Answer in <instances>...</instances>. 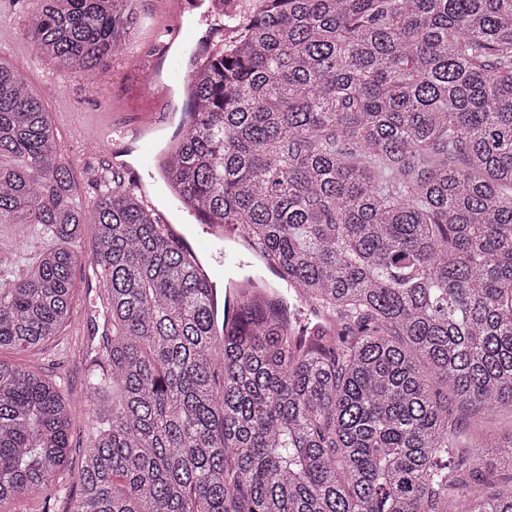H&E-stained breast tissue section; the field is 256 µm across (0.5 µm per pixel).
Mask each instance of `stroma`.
<instances>
[{
    "label": "stroma",
    "instance_id": "35a3bbf8",
    "mask_svg": "<svg viewBox=\"0 0 512 512\" xmlns=\"http://www.w3.org/2000/svg\"><path fill=\"white\" fill-rule=\"evenodd\" d=\"M170 2L138 0L139 21L108 68L89 73L76 70L61 76L49 58L36 55L31 39L22 30L26 0H0V61L21 69L31 91L44 103L56 130L59 152L80 195L94 197L93 172L103 162L102 157L85 153L81 132L117 134L154 114L157 100L149 86L155 55L166 47L174 52L185 50V42L174 37L175 29L196 31L202 27L199 9L188 7L177 16ZM48 246L36 225L0 223V251L11 253L13 274L25 272ZM74 247L82 261L74 272L69 320L41 350H13L0 355L60 384L74 401L81 417L70 435L67 467L71 470L79 468L88 438L84 348L89 341H101L111 330L99 304L100 283L86 263L94 249L93 225L85 226Z\"/></svg>",
    "mask_w": 512,
    "mask_h": 512
}]
</instances>
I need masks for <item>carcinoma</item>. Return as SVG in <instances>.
<instances>
[{
  "label": "carcinoma",
  "mask_w": 512,
  "mask_h": 512,
  "mask_svg": "<svg viewBox=\"0 0 512 512\" xmlns=\"http://www.w3.org/2000/svg\"><path fill=\"white\" fill-rule=\"evenodd\" d=\"M61 72L112 61L136 0H30ZM210 29L224 28L211 0ZM162 180L288 287L231 325L199 253L123 171L78 195L41 99L0 62V223L54 241L0 285V351L69 318L86 209L112 337L67 512H512L481 453L512 427V0H261L188 82ZM76 421L0 360V512L59 487Z\"/></svg>",
  "instance_id": "carcinoma-1"
}]
</instances>
